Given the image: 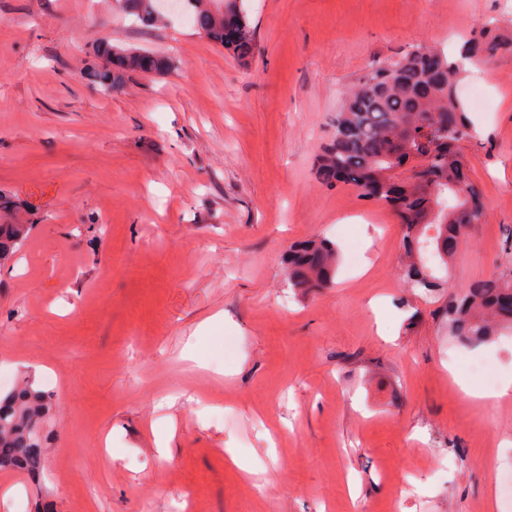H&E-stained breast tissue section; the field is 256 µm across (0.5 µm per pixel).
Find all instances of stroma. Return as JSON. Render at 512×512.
Instances as JSON below:
<instances>
[{
    "mask_svg": "<svg viewBox=\"0 0 512 512\" xmlns=\"http://www.w3.org/2000/svg\"><path fill=\"white\" fill-rule=\"evenodd\" d=\"M240 61L184 16L114 0H0V197L33 228L0 267V392L51 397L39 479L0 471V512H507L512 335L448 333V296L512 268V57L471 65L463 143L487 214L445 287H407L385 205L314 175L339 101L374 61L472 28L512 0H244ZM108 41L169 57L103 92ZM332 241V286L285 256ZM124 12L145 23L156 24L166 20V14L158 6L159 0H115Z\"/></svg>",
    "mask_w": 512,
    "mask_h": 512,
    "instance_id": "stroma-1",
    "label": "stroma"
}]
</instances>
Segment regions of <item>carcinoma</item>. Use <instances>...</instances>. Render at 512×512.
Masks as SVG:
<instances>
[{
    "mask_svg": "<svg viewBox=\"0 0 512 512\" xmlns=\"http://www.w3.org/2000/svg\"><path fill=\"white\" fill-rule=\"evenodd\" d=\"M124 12L145 23L166 20L159 0H115ZM208 38L245 59L255 49L254 31L242 0H176ZM233 20L238 36L224 39V19ZM99 63L88 71L93 82L110 92L134 73L164 72L169 58L137 48L97 45ZM501 55L512 57V36L484 26L469 32L458 58L434 47L417 45L365 69L348 89L333 120L329 142L318 155L315 174L325 186L342 183L360 195L395 210L405 228L404 275L413 289L443 287L425 258L449 267L456 250L439 242H459L465 230L482 224L486 202L469 175L458 144L478 136L458 97V76L468 64ZM32 225L18 218L0 224V266L14 261ZM338 255L326 240L291 249L288 284L301 292L324 288L336 274ZM448 329L463 345L490 341L506 329L512 333V271L477 281L448 301ZM49 412L45 393L27 383L0 396V469L36 475L44 467L43 424Z\"/></svg>",
    "mask_w": 512,
    "mask_h": 512,
    "instance_id": "1",
    "label": "carcinoma"
}]
</instances>
